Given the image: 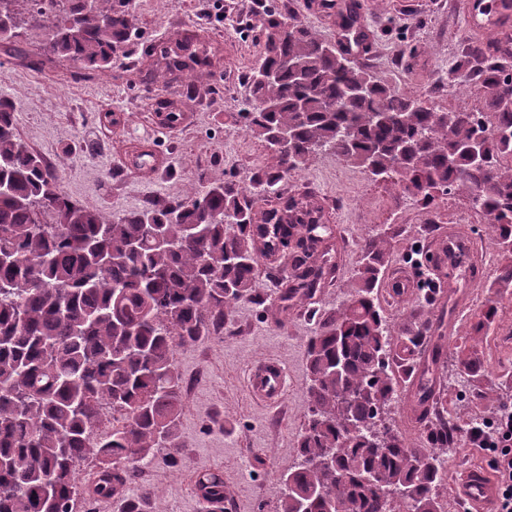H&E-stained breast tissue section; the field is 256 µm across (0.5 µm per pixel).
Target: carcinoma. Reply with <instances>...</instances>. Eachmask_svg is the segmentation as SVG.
I'll return each mask as SVG.
<instances>
[{
  "instance_id": "carcinoma-1",
  "label": "carcinoma",
  "mask_w": 512,
  "mask_h": 512,
  "mask_svg": "<svg viewBox=\"0 0 512 512\" xmlns=\"http://www.w3.org/2000/svg\"><path fill=\"white\" fill-rule=\"evenodd\" d=\"M0 0V49L30 28L43 50L84 71L112 70L132 40L130 0ZM255 28L259 63L234 119L273 163L248 181L199 184L162 209L116 216L63 191L16 130V106L0 97V512H162L161 491L139 480L164 450L178 464L184 379L179 353L221 336L245 305L262 306L256 271L288 252L278 281L280 315L308 303L332 274L324 208L310 195L266 200L260 190L328 151L431 208L448 194L477 198L486 232L512 253V75L484 70L485 112H437L394 92L350 55L269 10ZM186 81L221 64L220 49L182 39L160 51ZM272 71L275 79H261ZM288 135L283 150L275 137ZM385 229L362 241V263L341 303L305 342L307 413L294 464L279 480L273 512H448L441 470L449 449L482 420L436 422L423 444L389 418L380 443L351 433L388 413L398 383L390 359L414 340L391 334L376 286L388 255ZM443 404L422 391L410 421ZM112 431L100 434L104 406ZM91 477L78 478L81 464ZM371 474L374 482L364 481ZM205 512H226L224 478L197 473Z\"/></svg>"
}]
</instances>
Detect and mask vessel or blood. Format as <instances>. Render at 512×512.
I'll list each match as a JSON object with an SVG mask.
<instances>
[{"label":"vessel or blood","mask_w":512,"mask_h":512,"mask_svg":"<svg viewBox=\"0 0 512 512\" xmlns=\"http://www.w3.org/2000/svg\"><path fill=\"white\" fill-rule=\"evenodd\" d=\"M465 16L469 29L489 37L490 50L501 58L512 56V0H465ZM167 162L157 145L149 143L131 149L124 156L127 168L141 176L152 175ZM436 257L435 275L439 288L457 286L459 271L456 258L465 247L464 236L456 225L440 231L431 239ZM252 393L265 401H280L286 390V376L282 366L273 361L256 365L250 375ZM458 493L477 512H488L497 494L494 477L486 471L467 470Z\"/></svg>","instance_id":"1"}]
</instances>
